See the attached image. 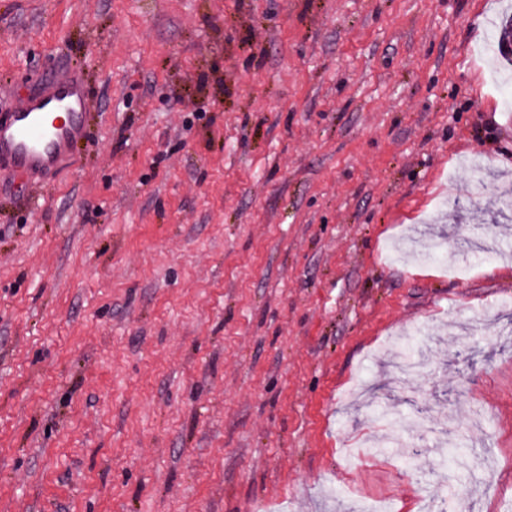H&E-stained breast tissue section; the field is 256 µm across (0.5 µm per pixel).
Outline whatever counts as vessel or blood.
Here are the masks:
<instances>
[{
    "label": "vessel or blood",
    "mask_w": 512,
    "mask_h": 512,
    "mask_svg": "<svg viewBox=\"0 0 512 512\" xmlns=\"http://www.w3.org/2000/svg\"><path fill=\"white\" fill-rule=\"evenodd\" d=\"M89 107L83 83L75 76L24 99L14 111L0 114V160L19 175L53 172L82 137L80 117Z\"/></svg>",
    "instance_id": "obj_1"
}]
</instances>
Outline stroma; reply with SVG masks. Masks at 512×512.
Returning <instances> with one entry per match:
<instances>
[{
  "label": "stroma",
  "mask_w": 512,
  "mask_h": 512,
  "mask_svg": "<svg viewBox=\"0 0 512 512\" xmlns=\"http://www.w3.org/2000/svg\"><path fill=\"white\" fill-rule=\"evenodd\" d=\"M511 12L0 0V113L91 98L0 173V512H512ZM89 107L82 81L72 76L24 99L13 112H2L0 160L19 175L53 172L83 136L80 117Z\"/></svg>",
  "instance_id": "1"
}]
</instances>
